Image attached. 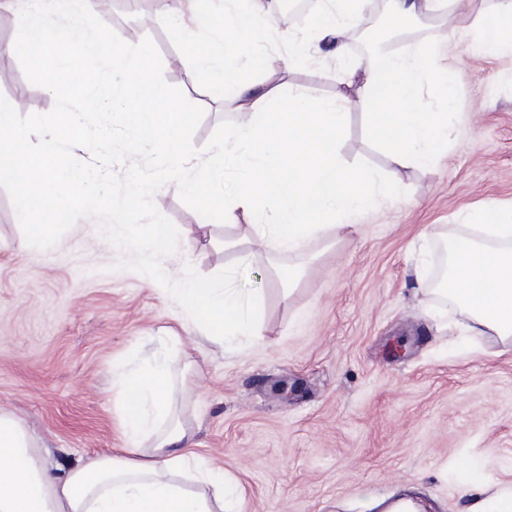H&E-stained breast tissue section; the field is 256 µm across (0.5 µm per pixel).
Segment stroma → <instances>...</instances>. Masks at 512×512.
Segmentation results:
<instances>
[{
  "instance_id": "obj_1",
  "label": "stroma",
  "mask_w": 512,
  "mask_h": 512,
  "mask_svg": "<svg viewBox=\"0 0 512 512\" xmlns=\"http://www.w3.org/2000/svg\"><path fill=\"white\" fill-rule=\"evenodd\" d=\"M169 11L98 8L86 21L149 50L160 109L185 115L178 133L192 167L241 115L191 65L205 35L170 28ZM387 25L397 51L440 49L462 118L434 166L395 170L368 135V110L351 109L343 161L393 190L334 242L283 257L300 271L291 292L263 260L244 264L237 287L264 301L254 343L211 341L157 282L113 270L119 254L94 219L51 248L28 246L0 188V411L29 428L49 467L122 447L112 369L156 355L183 378L174 399L192 452L237 479L242 512H378L405 491L424 512H467L478 489L512 488V338L466 335V315L430 286L437 240L462 235L467 214L512 208V51H471L473 17L460 5ZM16 32L0 11V95L21 114L49 112L54 95L28 81ZM342 66L298 45L274 52L270 74L284 89L333 97ZM154 202L179 233L162 261L172 278L241 262L224 247L236 229L218 222L199 234L203 218L176 185Z\"/></svg>"
}]
</instances>
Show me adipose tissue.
Masks as SVG:
<instances>
[{
  "label": "adipose tissue",
  "mask_w": 512,
  "mask_h": 512,
  "mask_svg": "<svg viewBox=\"0 0 512 512\" xmlns=\"http://www.w3.org/2000/svg\"><path fill=\"white\" fill-rule=\"evenodd\" d=\"M18 0H0L14 12L28 50L42 53L51 39L105 63L114 85L107 97L116 120L133 145L146 144L161 161L160 178H183L184 144L175 132L183 115L177 108L157 111L152 60L138 47H121L117 36L86 29V0H42L19 11ZM367 0H324L313 23L315 47L346 52L344 36L363 14ZM221 27H212L208 9L197 0H177L170 26L185 22L209 33V48L195 55V69L206 72L226 102L243 113L229 127L208 161L198 165L183 188L190 195L215 188L224 178V160L241 154L245 175L224 197L225 222L240 224V237L225 248L246 247L251 258L274 261L282 285L294 268L281 257L301 253L308 240L336 236L389 183L347 167L338 143L352 104L374 110L371 135L387 152L391 166H431L448 143V113L457 105L455 87L437 65L436 50L394 52L378 47L339 77L344 93L324 98L283 95L269 79L245 76L247 62L267 69L261 46L272 32L263 0H218ZM476 51L492 55L512 49V0H504L494 20L484 22ZM136 87L123 86L125 74ZM442 102L438 112L418 108L422 89ZM447 294L466 314L476 336L492 331L512 337V209L479 213L475 224L452 245ZM173 375L152 357L139 367L114 372L112 396L123 427L124 445L49 473L38 448L18 419L0 414V512H241L236 480L223 469L199 461L185 450L190 437L176 416Z\"/></svg>",
  "instance_id": "obj_1"
}]
</instances>
